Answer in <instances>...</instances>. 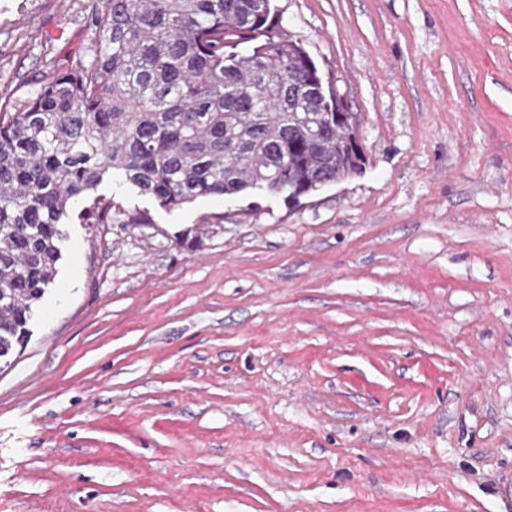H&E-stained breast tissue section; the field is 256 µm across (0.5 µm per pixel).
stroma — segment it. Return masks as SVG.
I'll return each instance as SVG.
<instances>
[{"label": "stroma", "mask_w": 512, "mask_h": 512, "mask_svg": "<svg viewBox=\"0 0 512 512\" xmlns=\"http://www.w3.org/2000/svg\"><path fill=\"white\" fill-rule=\"evenodd\" d=\"M106 4L0 0V96ZM271 5L365 172L171 211L106 179L0 368V512H512V0ZM104 200L105 197L95 198L93 205L80 216L83 224H108L112 221V208L119 210V205H115L112 199L106 203Z\"/></svg>", "instance_id": "obj_1"}]
</instances>
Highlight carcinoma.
Returning a JSON list of instances; mask_svg holds the SVG:
<instances>
[{"instance_id": "cac0c4a2", "label": "carcinoma", "mask_w": 512, "mask_h": 512, "mask_svg": "<svg viewBox=\"0 0 512 512\" xmlns=\"http://www.w3.org/2000/svg\"><path fill=\"white\" fill-rule=\"evenodd\" d=\"M271 0H108L89 58L0 102V360L54 282L72 200L112 173L167 210L340 179L336 98ZM97 199L84 224H106Z\"/></svg>"}]
</instances>
